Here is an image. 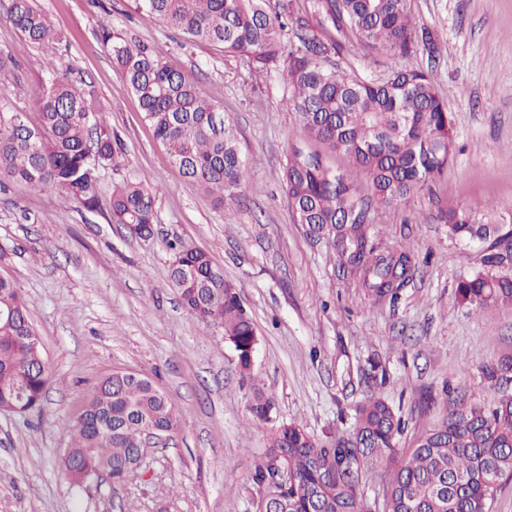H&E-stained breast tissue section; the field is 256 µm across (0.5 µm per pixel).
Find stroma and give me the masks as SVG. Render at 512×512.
Segmentation results:
<instances>
[{
	"mask_svg": "<svg viewBox=\"0 0 512 512\" xmlns=\"http://www.w3.org/2000/svg\"><path fill=\"white\" fill-rule=\"evenodd\" d=\"M37 5L69 40L40 49L0 19V52L13 62L9 111L37 124L47 64L63 63L78 87L94 90L120 141L117 161L98 169L102 198L125 178L145 179L157 195L156 224L153 237L139 238L106 208L69 205L23 183L0 190V279L23 296L50 375L37 409L0 411V512H255L251 475L269 435L250 412L258 389L272 396L278 420L319 439L353 428L357 408L378 393L403 421V457L459 402L496 399L489 370L512 354V308L459 303L456 285L479 270L484 246L451 239L436 214L489 206L512 219V0H409L413 33L431 30L437 48L408 56L337 30L312 0H268L271 12L293 7L317 37L338 42L346 71L379 80L397 67L422 69L456 118L448 170L369 212L376 240L416 262L392 305L372 304L330 243L311 240L293 218L280 181L286 157L295 147L323 149L299 122L285 72L189 41L135 13L131 0ZM103 20L202 84L233 121L248 161L235 201L218 204L172 162L97 36ZM323 153L331 167H347L345 156ZM177 239L205 251L236 285L258 336L250 381L222 329L182 306L169 277L168 244ZM374 365L384 384L370 379ZM127 371L169 395L177 427L149 444L137 477L117 487L105 476L73 484L63 469L70 428L94 387Z\"/></svg>",
	"mask_w": 512,
	"mask_h": 512,
	"instance_id": "stroma-1",
	"label": "stroma"
}]
</instances>
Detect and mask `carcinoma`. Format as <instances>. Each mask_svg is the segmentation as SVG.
Segmentation results:
<instances>
[{
	"label": "carcinoma",
	"mask_w": 512,
	"mask_h": 512,
	"mask_svg": "<svg viewBox=\"0 0 512 512\" xmlns=\"http://www.w3.org/2000/svg\"><path fill=\"white\" fill-rule=\"evenodd\" d=\"M135 10L184 36L224 44V51L245 55L264 70L286 64L292 105L308 136L347 157L349 167H330L322 154L296 148L282 170L288 207L313 237L331 243L341 265L371 297L391 302L412 277L408 251L381 247L371 239L366 220L369 202L357 192L355 178L367 175L371 199L401 201L448 168L455 151V118L421 70L396 68L383 80L369 81L330 62L337 45L308 32L301 19L287 24L271 14L267 0H134ZM314 7L333 26L346 28L368 45L396 54L420 43L434 52L432 33L420 40L409 29L408 0H315ZM3 20L30 43L49 48L67 41L34 0H10ZM292 30L284 49L281 32ZM101 40L123 69L144 120L167 149L173 163L216 201L237 197L245 184L247 162L232 121L200 85L168 67L146 44L128 41L107 27ZM10 59L0 52V178L32 189H52L65 199L93 208L99 204L95 162H112L118 143L104 122L90 89H79L68 73L49 63V79L38 97L39 123L31 127L5 110ZM155 195L141 179L112 188L111 222L134 225L132 234H153ZM448 236L462 243L486 242L482 268L458 283L460 301L474 309L512 305V230L489 210L482 216L467 208L440 214ZM172 283L183 307L199 322L223 329L234 347L240 373L251 368L258 337L235 285L224 280L208 254L178 240L170 245ZM22 295L0 279V405H40L49 383L41 347ZM271 396L258 390L250 411L273 421ZM177 415L167 395L149 379L112 376L89 395L71 426L69 453L80 459L74 469L63 461L69 479L80 484L101 473L123 484L140 469L137 450L148 427L173 430ZM401 417L378 394L356 411L347 433L320 441L297 422L274 424L268 446L252 474L260 496L280 512H365L366 474L391 467L384 512H491L502 482L512 476V391L500 392L492 408L460 403L438 422L403 459L397 437ZM288 467V482L273 481L275 466Z\"/></svg>",
	"instance_id": "obj_1"
}]
</instances>
